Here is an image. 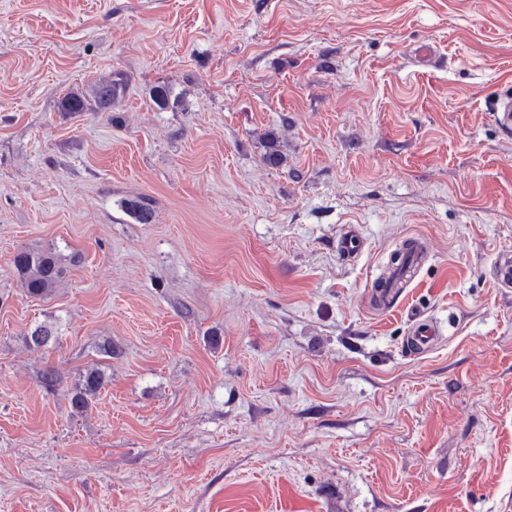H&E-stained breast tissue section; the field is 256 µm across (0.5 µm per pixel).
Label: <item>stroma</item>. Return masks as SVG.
I'll return each mask as SVG.
<instances>
[{
    "mask_svg": "<svg viewBox=\"0 0 512 512\" xmlns=\"http://www.w3.org/2000/svg\"><path fill=\"white\" fill-rule=\"evenodd\" d=\"M508 88L512 0H0V512H512ZM52 246L29 297L12 257ZM126 85L125 75L121 71H114L108 79L95 83L90 88L88 97L82 93L70 92L66 94L60 103L61 111H112V107L123 98ZM67 257L53 247L22 248L14 255L12 267L30 297L45 298L57 287L66 262L72 261V256ZM441 335L432 322L416 317L405 337V346L410 352L423 353L437 345ZM107 379L101 364L87 368L80 376L71 396V405L76 411H86L106 385Z\"/></svg>",
    "mask_w": 512,
    "mask_h": 512,
    "instance_id": "35a3bbf8",
    "label": "stroma"
}]
</instances>
